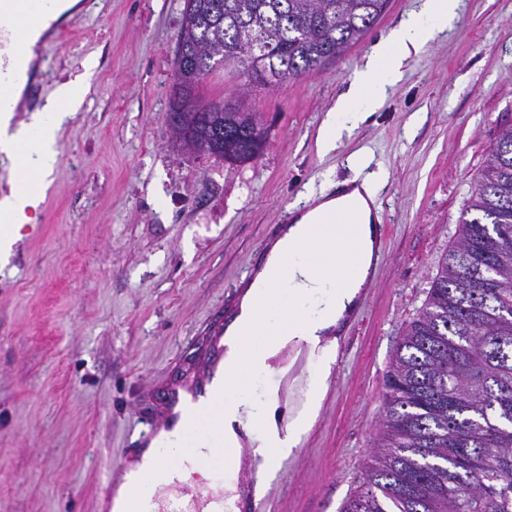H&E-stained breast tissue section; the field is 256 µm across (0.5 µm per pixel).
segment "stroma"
I'll list each match as a JSON object with an SVG mask.
<instances>
[{
  "label": "stroma",
  "mask_w": 512,
  "mask_h": 512,
  "mask_svg": "<svg viewBox=\"0 0 512 512\" xmlns=\"http://www.w3.org/2000/svg\"><path fill=\"white\" fill-rule=\"evenodd\" d=\"M421 0H390L361 41L319 71L234 94L214 72L203 101L257 113L259 157L243 164L183 148L168 122L184 0H79L39 50L17 114L59 81L88 92L63 126L44 199L0 261V512H101L104 487L135 469L172 394L223 370L226 325L288 210L371 180L383 223L373 278L342 324L318 414L267 470L252 432L234 461L204 462L187 512H339L356 492L383 417L384 379L404 328L458 238L457 220L499 134L512 128V0H460L456 18L407 57L398 81L335 148L317 143L358 72ZM319 354L287 343L246 397L307 407Z\"/></svg>",
  "instance_id": "obj_1"
}]
</instances>
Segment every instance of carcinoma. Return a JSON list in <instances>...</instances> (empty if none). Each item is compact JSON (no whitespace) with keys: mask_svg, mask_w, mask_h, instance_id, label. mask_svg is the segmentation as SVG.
Instances as JSON below:
<instances>
[{"mask_svg":"<svg viewBox=\"0 0 512 512\" xmlns=\"http://www.w3.org/2000/svg\"><path fill=\"white\" fill-rule=\"evenodd\" d=\"M388 0H185L170 111L192 150L254 158V112L200 103L217 68L244 88L317 71L357 43ZM459 236L424 308L403 330L385 379V414L365 478L342 512H512V129L482 169Z\"/></svg>","mask_w":512,"mask_h":512,"instance_id":"cac0c4a2","label":"carcinoma"}]
</instances>
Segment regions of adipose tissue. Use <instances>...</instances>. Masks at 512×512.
<instances>
[{
  "label": "adipose tissue",
  "instance_id": "obj_1",
  "mask_svg": "<svg viewBox=\"0 0 512 512\" xmlns=\"http://www.w3.org/2000/svg\"><path fill=\"white\" fill-rule=\"evenodd\" d=\"M77 0H52L35 16L24 17L19 0H0V152L22 157V173L16 175L7 195L0 198V255L9 254L21 239V231L37 208L42 191L59 162L58 136L63 124L80 106L85 88L74 78L58 84L54 95L29 122L14 123L13 116L23 98L35 58V48L53 23L71 10ZM459 0H423L418 13L395 29L387 49L378 53L329 113L319 135L322 150L334 147L344 128L358 125L365 108L375 107L385 87L397 75L401 61L445 30L457 14ZM375 190L369 181L354 185L341 196L319 194L311 209L295 214L270 247L255 278L249 283L235 318L224 332L225 392L238 394V401L225 406L219 420L225 449H239L235 429L242 420L257 430L259 455L269 467L292 454L320 408L336 343L322 344L327 332L341 325L355 308L365 286L367 272L378 249ZM351 209L355 222L346 234L323 223L325 214ZM351 252L355 261L349 272L336 274L328 252L334 247ZM299 340L322 348V364L312 379L309 407L286 431L273 419V400L254 403L243 399L253 372L267 369L278 346ZM183 424L161 432L145 458L163 449L164 459L154 469L149 483L126 476L114 500L115 512H158L157 493L175 482L189 481L202 473V460L220 449L208 441L184 445Z\"/></svg>",
  "mask_w": 512,
  "mask_h": 512
}]
</instances>
